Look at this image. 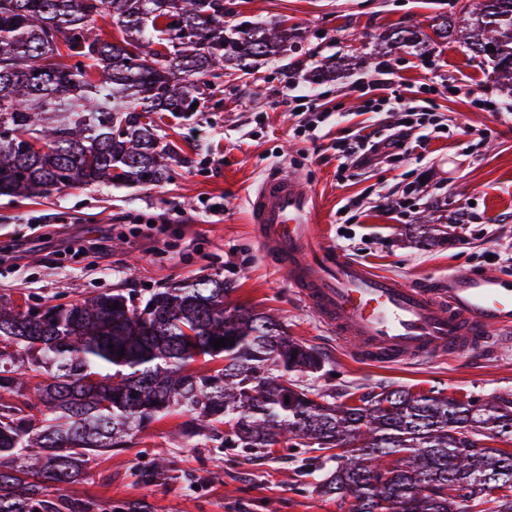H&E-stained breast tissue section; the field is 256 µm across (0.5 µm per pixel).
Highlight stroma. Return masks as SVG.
<instances>
[{"instance_id":"35a3bbf8","label":"stroma","mask_w":512,"mask_h":512,"mask_svg":"<svg viewBox=\"0 0 512 512\" xmlns=\"http://www.w3.org/2000/svg\"><path fill=\"white\" fill-rule=\"evenodd\" d=\"M232 24L284 22L309 31L307 39L249 72L195 76L202 91L197 111L157 118L159 133L180 149L171 180L152 188L75 187L37 199L0 197V250L20 249L19 266L0 263V293L34 301L120 289L138 296L156 288L218 273L231 287L228 308L277 313L289 336L313 346L327 361L305 377L309 386L336 396L383 386L440 390L455 398L512 395V339L494 337L468 357H438L403 364H374L354 356L300 298L286 274L272 269L263 251L248 197L275 169L293 171L320 200L322 242L342 249L372 271L409 284L448 272L492 270L512 276V93L497 87L488 65L460 44L385 52L379 36L396 25L428 27L453 12L451 0H224ZM354 55L330 81L311 84L314 66ZM386 62L396 88L429 99L443 131L420 164L393 159L336 178L330 140L368 125L355 88ZM461 84L451 93L449 82ZM312 92L318 103L345 114L329 137L294 136L283 91ZM491 98L483 112L471 94ZM415 185V199L399 206L397 191ZM362 203L348 224H337L346 200ZM220 214L203 219L209 204ZM436 224L443 240L419 246L412 227ZM90 236L106 249L79 261L64 260L66 246ZM184 416L150 424L128 447L93 463L71 496L107 503L141 499L151 512H350V500H327L308 489L311 461L293 448L246 455L206 446L183 433ZM173 461L162 483H136L132 471L157 453Z\"/></svg>"}]
</instances>
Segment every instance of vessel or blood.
Returning <instances> with one entry per match:
<instances>
[{"label": "vessel or blood", "instance_id": "b4317fda", "mask_svg": "<svg viewBox=\"0 0 512 512\" xmlns=\"http://www.w3.org/2000/svg\"><path fill=\"white\" fill-rule=\"evenodd\" d=\"M271 262L358 358L404 363L463 357L512 330V278L459 270L409 285L321 242L315 194L296 174L268 173L249 197Z\"/></svg>", "mask_w": 512, "mask_h": 512}]
</instances>
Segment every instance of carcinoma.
<instances>
[{
    "mask_svg": "<svg viewBox=\"0 0 512 512\" xmlns=\"http://www.w3.org/2000/svg\"><path fill=\"white\" fill-rule=\"evenodd\" d=\"M101 13L121 38L93 26ZM431 30L397 26L382 40L457 41L512 90V0H465L462 18L439 16ZM303 38L281 24L226 27L224 0H0V196L169 181L175 150L153 114L191 111V77ZM229 291L215 273L138 302L120 289L48 300L38 317L0 295V512H151L65 489L173 414L217 448L269 453L286 440L321 453L330 465L312 491L352 499L351 512H512V451L494 446L512 441L511 396L383 387L338 403L295 379L322 372V354L271 313L227 310ZM169 466L160 455L136 482H160Z\"/></svg>",
    "mask_w": 512,
    "mask_h": 512,
    "instance_id": "cac0c4a2",
    "label": "carcinoma"
}]
</instances>
